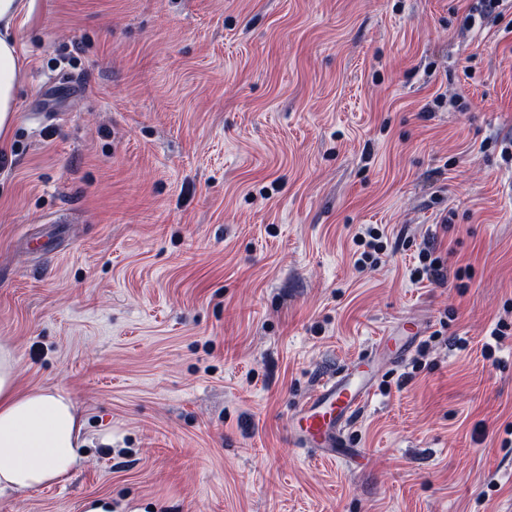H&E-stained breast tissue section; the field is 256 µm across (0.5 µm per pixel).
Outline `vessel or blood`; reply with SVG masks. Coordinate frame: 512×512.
I'll list each match as a JSON object with an SVG mask.
<instances>
[{"label": "vessel or blood", "mask_w": 512, "mask_h": 512, "mask_svg": "<svg viewBox=\"0 0 512 512\" xmlns=\"http://www.w3.org/2000/svg\"><path fill=\"white\" fill-rule=\"evenodd\" d=\"M423 331L422 324L399 321L379 338L376 350L381 354L407 353ZM366 365V360H359L343 375L317 385L296 413V424L291 431V440L296 447L314 449L325 459H343V428L374 393L373 378L363 373Z\"/></svg>", "instance_id": "1"}]
</instances>
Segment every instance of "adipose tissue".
Returning <instances> with one entry per match:
<instances>
[{"instance_id": "ef3b65f1", "label": "adipose tissue", "mask_w": 512, "mask_h": 512, "mask_svg": "<svg viewBox=\"0 0 512 512\" xmlns=\"http://www.w3.org/2000/svg\"><path fill=\"white\" fill-rule=\"evenodd\" d=\"M24 0H0V140L16 122L20 57L13 27ZM12 349L0 345V495L65 482L83 460L85 422L63 391H19Z\"/></svg>"}]
</instances>
